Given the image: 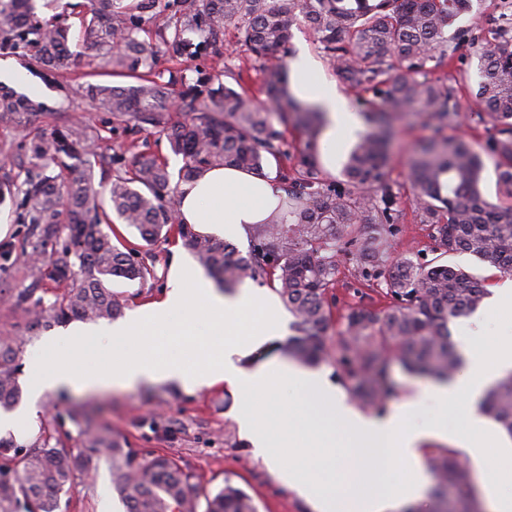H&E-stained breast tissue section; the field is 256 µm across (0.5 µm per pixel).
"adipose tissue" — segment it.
I'll use <instances>...</instances> for the list:
<instances>
[{
    "instance_id": "ef3b65f1",
    "label": "adipose tissue",
    "mask_w": 512,
    "mask_h": 512,
    "mask_svg": "<svg viewBox=\"0 0 512 512\" xmlns=\"http://www.w3.org/2000/svg\"><path fill=\"white\" fill-rule=\"evenodd\" d=\"M315 64L308 54L290 63V86L302 102L326 113L323 145L336 144V135L353 131L358 119L341 103L334 82L314 80ZM284 195L271 179L234 167L203 171L181 185L177 216L180 223L219 238L250 235L253 225L269 223ZM486 317L474 315L472 326L460 338L466 366L448 383L431 387L426 396L414 395L403 406L381 417L368 416L349 403L325 375L284 359L271 358L249 366L241 358L284 335V316L271 289L241 288L222 293L200 271L174 264L168 289L152 304L132 311L119 323L94 331L76 326L47 337V359L29 371L32 400L62 388L104 391L142 384L173 383L192 392L219 382L242 397L238 421L241 432L263 456L271 473L297 492L312 512H401L422 501L428 476L422 447L449 442L476 469L488 462L512 463V448L498 439L476 442L486 427L477 403L500 376L512 372V338L488 344ZM205 322L206 335L197 324ZM100 333L125 340L128 352L109 362L74 369L71 361L78 337ZM192 346L190 357L181 354ZM290 387L302 393L304 413L281 409L278 414L255 409L257 394H275ZM432 400L435 413L423 425L412 423V413ZM344 438L347 457L344 476L352 492H336V440ZM286 444L290 456L278 453ZM411 472L409 481H393L394 467Z\"/></svg>"
}]
</instances>
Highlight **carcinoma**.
I'll use <instances>...</instances> for the list:
<instances>
[{
	"instance_id": "carcinoma-1",
	"label": "carcinoma",
	"mask_w": 512,
	"mask_h": 512,
	"mask_svg": "<svg viewBox=\"0 0 512 512\" xmlns=\"http://www.w3.org/2000/svg\"><path fill=\"white\" fill-rule=\"evenodd\" d=\"M35 2L0 0V50L21 56L34 52L48 79L85 57L132 79L128 86L86 83L80 93L132 134L147 126L170 130V147L183 165L173 183L166 163L150 153H134L124 164L123 157L111 154L109 139L92 138L81 121L64 125L49 139L29 141L32 172L9 195L19 199L18 219L29 225V256L43 262L49 279L64 285L47 307L40 297L17 295L31 314V328L73 319L111 320L121 312L112 279L154 277L139 249L113 242L117 219L148 245L177 233L226 290L246 277L276 282L298 333L288 353L310 365L335 355L341 377L363 404L380 409L391 397L388 367L394 358L412 374L452 379L462 360L450 342L449 324L475 312L489 292L473 275L440 259L465 252L512 276V206L483 195L485 163L473 144L443 135L461 122L458 100L468 89L466 75L448 80L434 71L477 59L476 117L495 130L486 152L494 160L499 188L512 198V17L492 15L485 27L459 29L450 39L448 26L472 10L473 0H86L74 4L84 8L81 50L74 52L70 27L40 18ZM162 15L155 40L141 38L146 23ZM299 17L358 98L371 95L364 99L368 130L349 153L341 182L319 167L315 136L323 113L286 88L290 29ZM228 25L269 73L264 102L223 82ZM188 33L200 34L202 41L191 42ZM160 52L172 59L204 57L213 65L192 84L181 70L169 72L163 82L155 71ZM178 83L185 89L175 107L169 87ZM41 111L42 104L30 97L0 89L1 123L26 129ZM175 111L186 121L173 123ZM387 112H419L434 131L407 173L410 204L433 230L435 257L422 263L396 260L391 253L388 234L404 201L385 179ZM274 115L305 132L303 146L289 151L271 122ZM268 155L289 160L293 175L284 176L278 215L253 227L251 256L237 257L226 241L178 222L172 200L181 184L217 166L261 175ZM53 166L74 177L46 174ZM371 224L386 225L385 232L367 234ZM54 243L57 247L46 251ZM342 248L358 257L355 277L387 304L350 308L330 345L336 252ZM17 355V348L0 343V408L7 412L22 396ZM482 407L512 436V372L490 388ZM87 447L110 460L112 484L126 512H257L243 490L227 482L202 496L175 461L160 455L143 459L109 432H89ZM426 463L436 475L434 512H480L469 468L457 452L444 449ZM82 466L67 448L0 438V512H57L60 495Z\"/></svg>"
}]
</instances>
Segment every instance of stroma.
I'll return each mask as SVG.
<instances>
[{
    "instance_id": "stroma-1",
    "label": "stroma",
    "mask_w": 512,
    "mask_h": 512,
    "mask_svg": "<svg viewBox=\"0 0 512 512\" xmlns=\"http://www.w3.org/2000/svg\"><path fill=\"white\" fill-rule=\"evenodd\" d=\"M291 52L305 50L319 65L317 78L335 82L345 105L355 114L363 107L329 60L318 49L312 32L302 22L291 28ZM224 63L232 74L240 75L242 86L253 96H261L265 74L254 61L253 54L238 42L234 28L224 32ZM20 71L25 82L16 84L17 92L43 103L33 134L48 138L71 119L108 131L112 151L123 157L147 150L164 158L170 172H178L181 156L172 152L166 131L147 128L132 135L122 125L113 124L106 112H85L76 94L78 83L90 81L118 85V78L104 70L81 66L77 73L48 81L31 57L0 52V74ZM393 138L386 177L395 192L408 196L405 173L420 141L431 136L426 118L419 113H395L391 116ZM23 134L16 126L0 123V181L22 182L29 170L28 155L21 149ZM28 237L27 225L18 223L13 200L0 203V341L19 346L17 362L20 374H27L32 360L45 357L43 342L47 330H31L25 306L19 305V293L52 301L58 293L57 284L42 277L33 262L21 253ZM392 250L407 254L413 260L429 256L433 246L430 229L421 224L412 206H404L395 226ZM146 263L154 267V277L145 282L117 279L112 290L120 300L123 312H131L162 297L168 274L176 261L192 263L193 258L179 238L159 239L143 248ZM339 275L335 286L336 301L329 336L341 328V316L348 307L368 301L365 288L352 277L357 266L355 255L341 250L337 253ZM241 398L224 384L196 392L159 383L130 389L98 392L63 391L47 396L38 417V437L50 445L63 446L80 453L84 470L78 472L73 484L60 498L59 512H123L119 494L112 485L109 464L103 456L87 448L86 432L105 429L125 439L141 456L164 455L175 460L190 475L192 484L207 491H217L231 483L246 491L258 512H311L309 504L295 492L280 484L270 473L262 458L255 456L243 438L237 416Z\"/></svg>"
}]
</instances>
